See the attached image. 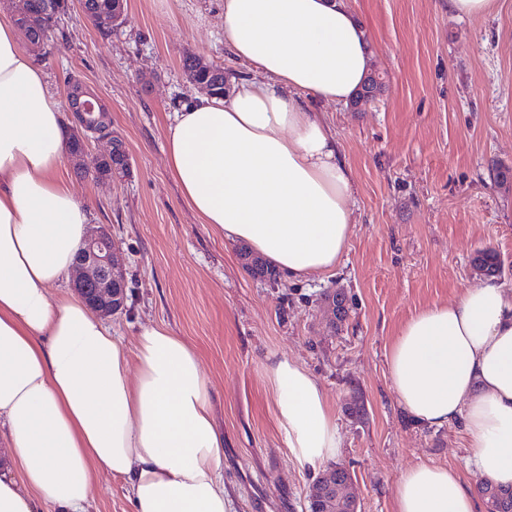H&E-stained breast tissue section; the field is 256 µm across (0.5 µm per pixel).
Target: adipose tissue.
Instances as JSON below:
<instances>
[{
  "mask_svg": "<svg viewBox=\"0 0 512 512\" xmlns=\"http://www.w3.org/2000/svg\"><path fill=\"white\" fill-rule=\"evenodd\" d=\"M224 46L254 71L223 97L174 113L166 160L183 199L217 235L243 241L297 281L336 268L353 232L352 169L323 113L346 105L374 52L347 0H224ZM61 105L0 14V512H87L98 475L133 512H229L224 438L196 351L160 325L127 350L77 295L53 294L86 233L88 204L60 170ZM400 406L426 427L457 424L467 468L512 486V288L482 279L430 305L388 353ZM289 458L339 456L336 412L298 360L270 359ZM453 470L419 464L394 512H476Z\"/></svg>",
  "mask_w": 512,
  "mask_h": 512,
  "instance_id": "obj_1",
  "label": "adipose tissue"
}]
</instances>
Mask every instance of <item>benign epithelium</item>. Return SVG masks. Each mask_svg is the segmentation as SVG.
Returning <instances> with one entry per match:
<instances>
[{
  "instance_id": "1",
  "label": "benign epithelium",
  "mask_w": 512,
  "mask_h": 512,
  "mask_svg": "<svg viewBox=\"0 0 512 512\" xmlns=\"http://www.w3.org/2000/svg\"><path fill=\"white\" fill-rule=\"evenodd\" d=\"M127 0H113L112 13L101 14L104 27H118L125 21ZM65 107L68 114L70 145L69 160L85 167L84 157L91 144H102L88 172L98 182L118 180L116 172L129 173L130 155L125 141L108 132L112 128L111 111L92 87L79 75L67 78ZM79 277L74 290L84 298L102 318H112L121 313L126 289V259L116 246L112 232L103 226L89 229L74 259ZM351 474L347 467L336 465L309 490L319 505H330L328 512H358L359 504L347 493Z\"/></svg>"
}]
</instances>
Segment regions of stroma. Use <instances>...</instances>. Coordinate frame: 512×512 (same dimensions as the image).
I'll list each match as a JSON object with an SVG mask.
<instances>
[{
	"mask_svg": "<svg viewBox=\"0 0 512 512\" xmlns=\"http://www.w3.org/2000/svg\"><path fill=\"white\" fill-rule=\"evenodd\" d=\"M387 79L358 109L323 106L355 180V226L334 274L278 284L254 278L239 243L202 224L166 165V127L198 89L181 59L251 70L224 47V0H128L110 38L70 12L46 54L35 55L50 92L80 74L107 103L132 172L120 183L62 173L90 203L89 222L111 228L127 259L129 299L110 325L126 346L163 325L198 352L224 435V483L234 512H308L315 473L291 463L265 378L269 356L304 364L322 383L342 436L361 512H393L397 483L426 463L456 471L468 489L460 426L428 428L402 410L387 354L421 309L457 299L481 279L472 260L495 250L512 285V0L481 17L449 14L447 0H350ZM342 289L355 304L331 329L320 303ZM359 397L364 415L349 412ZM89 512H131L122 480L99 476Z\"/></svg>",
	"mask_w": 512,
	"mask_h": 512,
	"instance_id": "obj_1",
	"label": "stroma"
}]
</instances>
